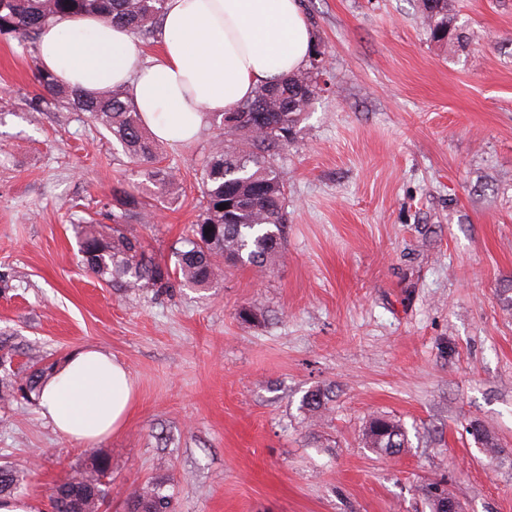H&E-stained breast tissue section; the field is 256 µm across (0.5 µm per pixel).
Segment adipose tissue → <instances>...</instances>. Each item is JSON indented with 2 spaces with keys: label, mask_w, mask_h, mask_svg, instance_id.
Instances as JSON below:
<instances>
[{
  "label": "adipose tissue",
  "mask_w": 512,
  "mask_h": 512,
  "mask_svg": "<svg viewBox=\"0 0 512 512\" xmlns=\"http://www.w3.org/2000/svg\"><path fill=\"white\" fill-rule=\"evenodd\" d=\"M316 42L299 0H167L163 39L142 60L126 28L66 15L39 36L37 66L87 93L122 88L158 139L195 140L209 113L229 112L258 83L301 69ZM134 405L125 365L96 346L74 351L43 383L42 417L82 444L118 432Z\"/></svg>",
  "instance_id": "adipose-tissue-1"
}]
</instances>
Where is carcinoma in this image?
Returning a JSON list of instances; mask_svg holds the SVG:
<instances>
[{
    "mask_svg": "<svg viewBox=\"0 0 512 512\" xmlns=\"http://www.w3.org/2000/svg\"><path fill=\"white\" fill-rule=\"evenodd\" d=\"M165 0H0V37L16 38L25 47H37L40 31L59 15L94 14L120 25L135 36L156 31ZM419 17L431 42L449 52L459 42L450 0H419ZM328 58L315 46L305 66L275 82H262L250 99L232 112L211 116L213 140L201 163V200L195 224L175 249L174 267L155 259L141 241L127 233L129 214L149 222L154 204L119 190L112 194V226L74 225L81 262L97 280L114 288L167 290L177 285L208 288L220 265L266 272L282 257L286 224V183L279 160L288 148L306 107L327 86ZM42 90L36 108H65L86 112L123 152L145 166L144 174L164 190L166 198L179 197L175 171L164 164L159 148L146 132L129 94L114 89L86 95L60 84L49 72L36 70ZM232 204L222 211L219 205ZM14 348L0 341V401L22 397L34 400L54 364L40 363L24 374L8 370ZM364 444L381 453L397 454L408 443L397 421L377 417L363 433ZM108 462L92 457L74 476L56 484L49 495L53 512H99L108 497L103 482ZM23 478L9 465H0V499L22 492ZM126 512H171L170 496L158 485L134 492Z\"/></svg>",
    "mask_w": 512,
    "mask_h": 512,
    "instance_id": "1",
    "label": "carcinoma"
}]
</instances>
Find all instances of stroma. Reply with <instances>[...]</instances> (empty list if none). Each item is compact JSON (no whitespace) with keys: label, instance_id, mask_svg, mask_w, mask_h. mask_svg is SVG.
<instances>
[{"label":"stroma","instance_id":"stroma-1","mask_svg":"<svg viewBox=\"0 0 512 512\" xmlns=\"http://www.w3.org/2000/svg\"><path fill=\"white\" fill-rule=\"evenodd\" d=\"M300 3L331 70L280 161L284 257L206 289L125 292L82 267L74 224L111 223L113 189L153 187L85 113L34 109L36 54L0 38L14 368L97 346L137 392L125 428L92 446L37 402L0 403V464L24 472L39 512L94 455L112 482L102 512L147 483L174 512H430L431 482L466 512H512V0H453L455 53L430 42L417 0ZM212 135L161 143L182 194L155 223L128 220L162 263L196 218ZM318 388L332 398L314 413ZM376 416L405 428L399 454L365 448Z\"/></svg>","mask_w":512,"mask_h":512}]
</instances>
